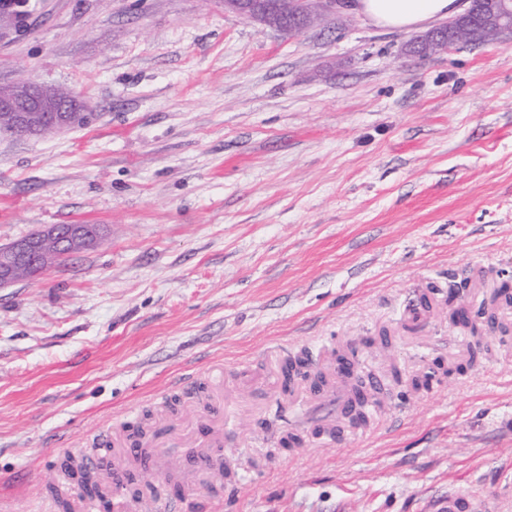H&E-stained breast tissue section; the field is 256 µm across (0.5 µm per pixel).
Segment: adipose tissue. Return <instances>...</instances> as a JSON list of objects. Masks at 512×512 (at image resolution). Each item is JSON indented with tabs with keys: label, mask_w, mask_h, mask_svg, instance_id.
<instances>
[{
	"label": "adipose tissue",
	"mask_w": 512,
	"mask_h": 512,
	"mask_svg": "<svg viewBox=\"0 0 512 512\" xmlns=\"http://www.w3.org/2000/svg\"><path fill=\"white\" fill-rule=\"evenodd\" d=\"M352 10L378 26L410 30L456 14L458 5L456 0H356Z\"/></svg>",
	"instance_id": "1"
}]
</instances>
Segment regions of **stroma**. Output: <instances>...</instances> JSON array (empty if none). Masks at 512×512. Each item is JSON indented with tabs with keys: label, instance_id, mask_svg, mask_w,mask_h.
<instances>
[{
	"label": "stroma",
	"instance_id": "stroma-1",
	"mask_svg": "<svg viewBox=\"0 0 512 512\" xmlns=\"http://www.w3.org/2000/svg\"><path fill=\"white\" fill-rule=\"evenodd\" d=\"M413 36L345 9L290 35L224 0H0V87L89 112L0 134V246L102 228L0 289V512H36L59 454L126 411L168 451L135 512H435L472 490L512 512V305L479 356L450 318L512 283V34L428 56ZM339 352L385 394L340 444L280 370ZM195 427L224 442L189 478Z\"/></svg>",
	"mask_w": 512,
	"mask_h": 512
}]
</instances>
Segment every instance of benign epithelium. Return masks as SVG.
<instances>
[{"label": "benign epithelium", "mask_w": 512, "mask_h": 512, "mask_svg": "<svg viewBox=\"0 0 512 512\" xmlns=\"http://www.w3.org/2000/svg\"><path fill=\"white\" fill-rule=\"evenodd\" d=\"M344 0H224V10L269 27H279L288 33H298L307 26L324 20L337 12ZM478 18L476 25H512V0H497L492 14L477 16L469 8L462 18ZM428 49L446 52L452 48L448 41V26L441 25L426 34ZM10 116V132L26 136L45 131L60 133L86 118V103L78 95L44 86L34 81L17 83L0 91V113ZM101 232L91 224H53L8 246L0 247V288L18 280L20 272L29 266L46 271L62 257L94 247Z\"/></svg>", "instance_id": "1"}]
</instances>
